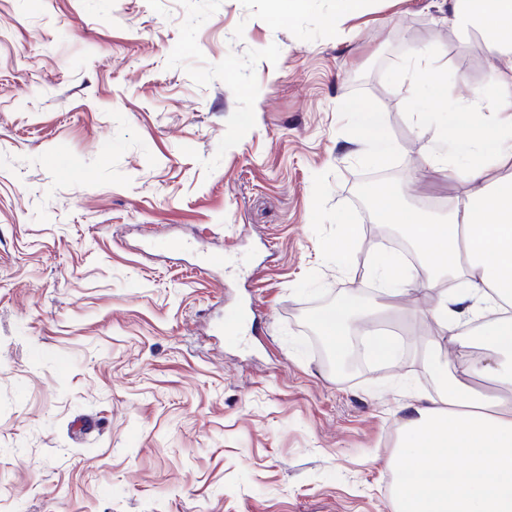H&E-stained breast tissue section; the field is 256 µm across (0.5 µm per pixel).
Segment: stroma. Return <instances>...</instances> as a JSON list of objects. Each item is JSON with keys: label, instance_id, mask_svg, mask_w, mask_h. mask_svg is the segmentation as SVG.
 <instances>
[{"label": "stroma", "instance_id": "35a3bbf8", "mask_svg": "<svg viewBox=\"0 0 512 512\" xmlns=\"http://www.w3.org/2000/svg\"><path fill=\"white\" fill-rule=\"evenodd\" d=\"M437 3L0 0V512H391L404 408L438 393L423 357H459L440 291L360 323H397L401 349L347 376L309 318L385 250L363 235L336 262L358 188L433 220L463 190L419 112L512 55ZM418 53L447 100L413 89ZM357 113L360 142L369 146L368 155L371 160L381 164L392 150V145L384 132L381 113L372 111ZM356 217L344 213L336 215V242L332 245V249L343 251L348 245L354 242L360 233L361 224H358Z\"/></svg>", "mask_w": 512, "mask_h": 512}]
</instances>
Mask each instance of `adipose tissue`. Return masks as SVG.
<instances>
[{"instance_id": "adipose-tissue-1", "label": "adipose tissue", "mask_w": 512, "mask_h": 512, "mask_svg": "<svg viewBox=\"0 0 512 512\" xmlns=\"http://www.w3.org/2000/svg\"><path fill=\"white\" fill-rule=\"evenodd\" d=\"M447 20L486 34L493 55H512V0H447ZM468 149L466 166L454 156ZM432 160L452 165L463 191L447 221L432 223L388 189L375 207L405 230L423 267L458 278L441 290L430 317L457 363L433 356L425 364L440 384L438 398L408 405L392 469L397 476L392 512H512V68L456 105L440 126ZM360 294L350 290L322 309L315 324L331 353L342 357ZM479 323L483 355H472L468 325ZM478 376L490 390L465 383ZM463 458L457 469L448 454Z\"/></svg>"}]
</instances>
